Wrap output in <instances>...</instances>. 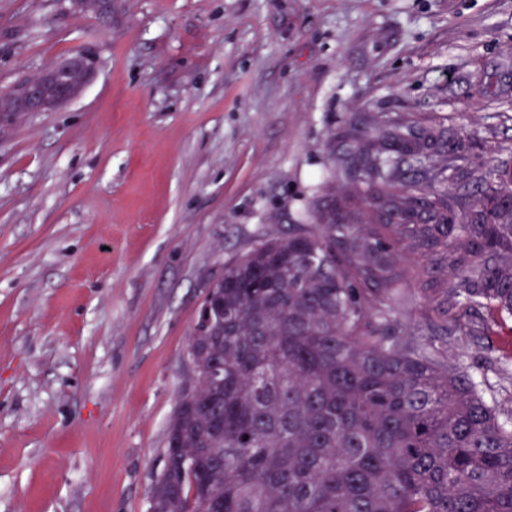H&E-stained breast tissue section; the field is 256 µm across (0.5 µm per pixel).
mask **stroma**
<instances>
[{
  "instance_id": "stroma-1",
  "label": "stroma",
  "mask_w": 512,
  "mask_h": 512,
  "mask_svg": "<svg viewBox=\"0 0 512 512\" xmlns=\"http://www.w3.org/2000/svg\"><path fill=\"white\" fill-rule=\"evenodd\" d=\"M83 53V92L0 131V512H148L199 302L292 233L353 120L512 147V0H0V92ZM394 317L512 413V321Z\"/></svg>"
}]
</instances>
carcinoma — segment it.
I'll return each mask as SVG.
<instances>
[{
  "mask_svg": "<svg viewBox=\"0 0 512 512\" xmlns=\"http://www.w3.org/2000/svg\"><path fill=\"white\" fill-rule=\"evenodd\" d=\"M466 140L356 129L329 180L348 181L372 223L328 205L323 223L224 263L149 512H512V416L460 363L410 350L393 320L403 243L424 255L443 320L512 318V154L475 164ZM450 180L467 191L448 199Z\"/></svg>",
  "mask_w": 512,
  "mask_h": 512,
  "instance_id": "carcinoma-1",
  "label": "carcinoma"
}]
</instances>
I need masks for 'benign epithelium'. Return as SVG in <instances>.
Returning <instances> with one entry per match:
<instances>
[{"label":"benign epithelium","instance_id":"1","mask_svg":"<svg viewBox=\"0 0 512 512\" xmlns=\"http://www.w3.org/2000/svg\"><path fill=\"white\" fill-rule=\"evenodd\" d=\"M93 63L85 56H74L51 69L16 84L0 94L19 114L43 112L73 100L78 91V77H90Z\"/></svg>","mask_w":512,"mask_h":512}]
</instances>
